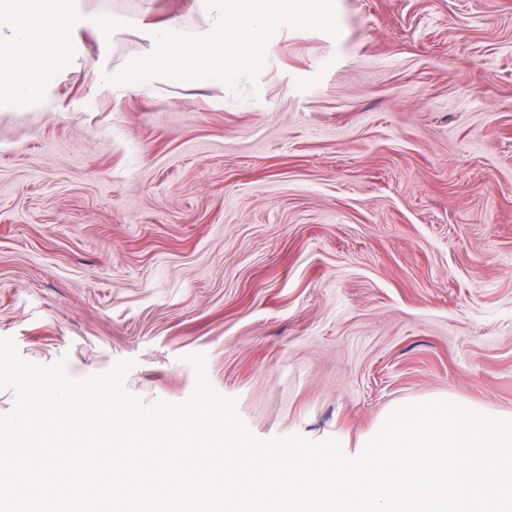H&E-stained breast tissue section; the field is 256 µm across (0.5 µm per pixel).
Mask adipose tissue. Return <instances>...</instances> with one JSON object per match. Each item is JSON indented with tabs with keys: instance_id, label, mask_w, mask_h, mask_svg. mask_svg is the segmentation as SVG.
<instances>
[{
	"instance_id": "obj_1",
	"label": "adipose tissue",
	"mask_w": 512,
	"mask_h": 512,
	"mask_svg": "<svg viewBox=\"0 0 512 512\" xmlns=\"http://www.w3.org/2000/svg\"><path fill=\"white\" fill-rule=\"evenodd\" d=\"M87 23L78 0H0V105L35 97Z\"/></svg>"
}]
</instances>
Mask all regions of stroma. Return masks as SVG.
<instances>
[{
	"label": "stroma",
	"mask_w": 512,
	"mask_h": 512,
	"mask_svg": "<svg viewBox=\"0 0 512 512\" xmlns=\"http://www.w3.org/2000/svg\"><path fill=\"white\" fill-rule=\"evenodd\" d=\"M256 86L104 87L195 0H80L46 100L0 107V338L71 376H195L251 432L349 447L391 406L512 415V0H335Z\"/></svg>",
	"instance_id": "obj_1"
}]
</instances>
